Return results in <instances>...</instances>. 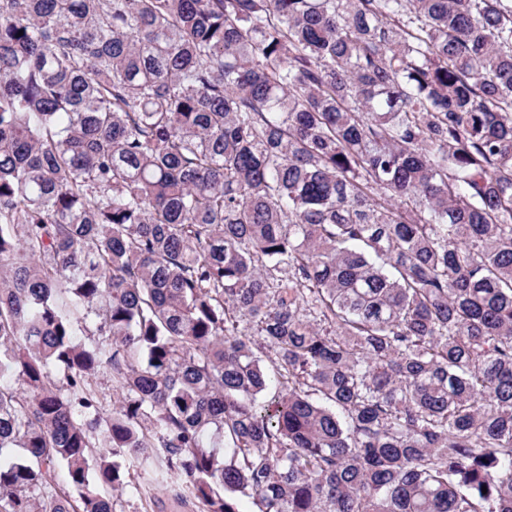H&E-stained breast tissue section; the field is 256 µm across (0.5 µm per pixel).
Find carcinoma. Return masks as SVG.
<instances>
[{
    "instance_id": "carcinoma-1",
    "label": "carcinoma",
    "mask_w": 512,
    "mask_h": 512,
    "mask_svg": "<svg viewBox=\"0 0 512 512\" xmlns=\"http://www.w3.org/2000/svg\"><path fill=\"white\" fill-rule=\"evenodd\" d=\"M130 459L512 512V0H0V512Z\"/></svg>"
}]
</instances>
